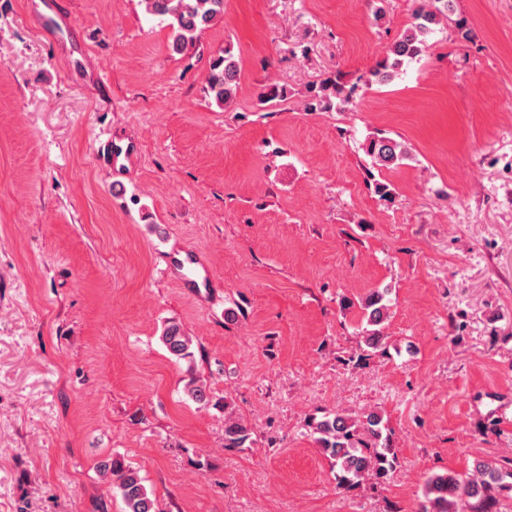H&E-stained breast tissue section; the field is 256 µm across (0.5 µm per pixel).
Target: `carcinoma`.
Returning a JSON list of instances; mask_svg holds the SVG:
<instances>
[{"instance_id":"cac0c4a2","label":"carcinoma","mask_w":512,"mask_h":512,"mask_svg":"<svg viewBox=\"0 0 512 512\" xmlns=\"http://www.w3.org/2000/svg\"><path fill=\"white\" fill-rule=\"evenodd\" d=\"M451 0H430L414 16L413 24L401 32L386 49L371 70L378 83L390 81L403 67L419 57L427 47V37L434 26L448 17ZM150 14L172 19L175 31L172 48L180 53L196 45L202 32L224 15V0H146ZM208 94L224 107L234 101L239 86V63L230 47L210 66L206 79ZM354 88L346 85L338 75H330L312 85L307 96L309 112L343 111L354 103ZM365 152L380 167L389 168L407 158L405 147L394 139L376 135L368 141ZM387 291H374L362 302L364 318L372 327L365 336L366 346L378 349L383 336L377 326L387 316L384 302ZM160 341L175 360L192 361L193 339L180 324L171 322L164 329ZM184 392L194 403L205 406L210 402L207 386L188 374ZM309 427L315 441L336 469L337 486L350 489L365 481L384 483L396 469L397 453L388 442L383 416L368 411L352 418L329 413L312 420ZM251 440V429L242 421L228 419L224 426V447L242 448ZM98 468L110 475L125 504L124 512H157V503L149 494L139 470L114 459L102 462ZM512 478V460L482 459L472 472L434 474L425 482L421 512H499L494 491L502 487L505 478Z\"/></svg>"}]
</instances>
